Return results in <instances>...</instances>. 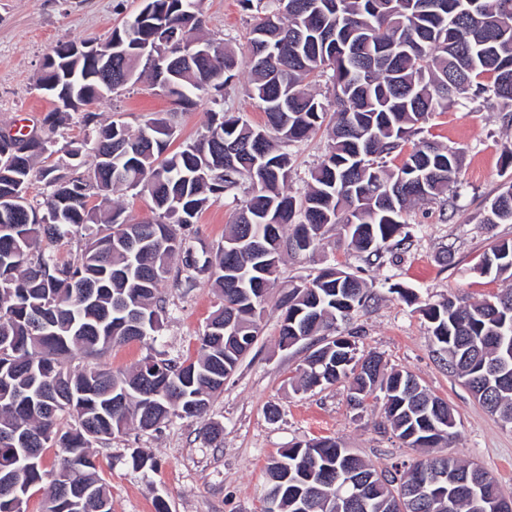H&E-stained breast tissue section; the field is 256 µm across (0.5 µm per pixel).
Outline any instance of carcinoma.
Listing matches in <instances>:
<instances>
[{
	"instance_id": "1",
	"label": "carcinoma",
	"mask_w": 512,
	"mask_h": 512,
	"mask_svg": "<svg viewBox=\"0 0 512 512\" xmlns=\"http://www.w3.org/2000/svg\"><path fill=\"white\" fill-rule=\"evenodd\" d=\"M257 16L249 32V95L265 115L247 125L212 111L204 131L176 152V130L166 117L133 133L117 121L95 125L92 137L70 141V158L88 152L81 171L42 176L51 187L42 202L26 198L37 159L52 155L59 128L101 87L94 61L73 57L71 79L44 68L37 87L67 108L44 117L27 142L0 136V512H25L28 495L48 487L44 512H112L110 491L90 448L131 424L157 430L171 417L202 418L256 343L282 254L310 232L308 250L324 245L329 227L342 225L358 250L379 256L401 244L410 207L447 194L461 165L458 151L436 141L411 142L429 116L458 99L483 98L512 112V0H242ZM202 0H142L139 12L112 30V54L126 60L128 78L145 73L176 105L219 90L237 62L224 40L204 38ZM211 49L208 64H177L159 75L151 58H178L171 31ZM331 73L332 98L314 91ZM326 129L328 148L310 172L306 192L286 186L292 171L281 147ZM412 143L403 152L406 143ZM398 152L394 168L385 158ZM250 196L233 213L224 243L197 254L172 224L197 223L212 203L242 182ZM133 190L159 211L152 222H130L115 203ZM97 196L101 204L91 207ZM485 224H512V184L488 202ZM67 236L82 240L66 263L49 249ZM512 277V241L495 242L478 267ZM205 274L222 300L211 315L197 355L183 360L147 356L130 372L91 366L72 369L70 358L94 359L115 345L156 340L167 301L160 285L174 278L193 288ZM366 284L327 267L291 286L275 302L279 345L305 340L317 347L304 360L300 389L345 382L353 409L383 393L391 431L409 448L448 440L457 425L448 404L382 359L356 357L355 341L320 333L365 307ZM448 367L476 398L512 426V289L481 302L454 299L424 309ZM234 324L226 329L224 321ZM47 448L60 449L58 466L43 465ZM453 469L471 481L488 478L476 464L426 456L410 465L377 470L333 438L313 439L280 452L268 465V493L276 512H473L469 498L448 486H420ZM342 482L364 486V502L337 498ZM79 486L92 495H75Z\"/></svg>"
}]
</instances>
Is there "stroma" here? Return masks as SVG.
Masks as SVG:
<instances>
[{"label": "stroma", "mask_w": 512, "mask_h": 512, "mask_svg": "<svg viewBox=\"0 0 512 512\" xmlns=\"http://www.w3.org/2000/svg\"><path fill=\"white\" fill-rule=\"evenodd\" d=\"M140 7L141 0H0V127L20 133L39 129L54 102L37 89L36 81L55 46L100 42ZM203 17L205 32L227 42L238 60L221 92L183 111L171 97L140 82L97 100L90 112L102 121L125 122L134 132L153 117H169L181 143L196 139L208 112L217 107L248 123H263L264 114L248 93L250 11L242 0H204ZM85 134L76 120L62 129L59 152L40 160L31 178L30 202L42 201L48 191L42 169L66 168L70 159L63 145ZM422 135L459 151L462 163L453 193L412 207L406 244L387 248L375 259L357 252L343 229L334 227L324 248L285 256L270 296L279 298L290 284L333 264L367 282L366 306L339 324V333L353 336L358 355L372 353L387 366L412 372L446 400L456 416V435L452 443H439L437 453L480 464L512 495V427L502 426L450 372L422 313L426 305L450 297L471 304L512 289V279L475 270L492 240L512 239V224L482 222L488 200L512 184V167L504 164L505 149H512V112L479 101L459 102L435 113ZM327 144L326 134L320 133L290 146L291 194L306 191L309 171ZM235 207L233 197L225 196L197 224L178 233L195 252L215 251ZM395 284L412 291L415 301L392 294ZM162 293L167 313L156 341L112 347L101 356L102 365L127 370L149 355L179 359L197 354L205 326L221 302L211 281L200 276L196 288L185 290L169 280ZM278 330V312L267 309L257 342L226 380L205 419L174 417L147 432L132 426L111 443L94 446L99 473L112 495V512H155L160 499L169 512H261L268 463L281 449L316 438H334L379 469L415 458V450L393 437L379 401L352 409L342 384L298 391L296 377L310 348L305 343L279 348ZM208 420L223 426L221 445L205 439ZM135 450L152 456L156 468L133 469L130 455Z\"/></svg>", "instance_id": "1"}]
</instances>
